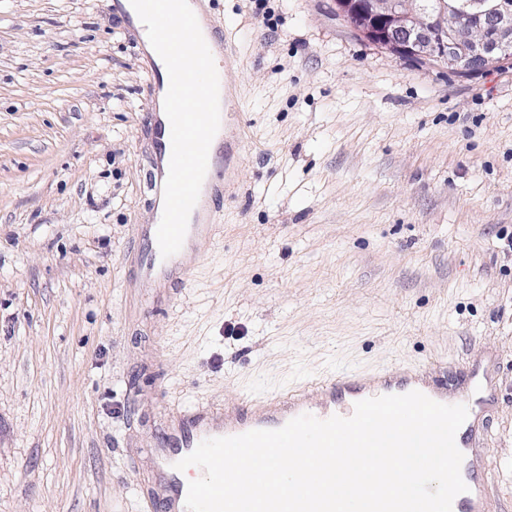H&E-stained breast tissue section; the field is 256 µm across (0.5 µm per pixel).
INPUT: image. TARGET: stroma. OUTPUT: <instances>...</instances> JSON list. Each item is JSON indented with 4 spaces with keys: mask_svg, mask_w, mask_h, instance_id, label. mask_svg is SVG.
<instances>
[{
    "mask_svg": "<svg viewBox=\"0 0 512 512\" xmlns=\"http://www.w3.org/2000/svg\"><path fill=\"white\" fill-rule=\"evenodd\" d=\"M208 0L234 53L191 279L135 287L149 63L113 0H0V512H161L166 410L426 367L489 380L485 512H512V58L459 75L336 0Z\"/></svg>",
    "mask_w": 512,
    "mask_h": 512,
    "instance_id": "1",
    "label": "stroma"
}]
</instances>
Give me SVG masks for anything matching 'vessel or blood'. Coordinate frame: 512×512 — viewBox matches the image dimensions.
I'll return each mask as SVG.
<instances>
[{
	"instance_id": "1",
	"label": "vessel or blood",
	"mask_w": 512,
	"mask_h": 512,
	"mask_svg": "<svg viewBox=\"0 0 512 512\" xmlns=\"http://www.w3.org/2000/svg\"><path fill=\"white\" fill-rule=\"evenodd\" d=\"M226 148L224 139H213L204 187H211L219 181L221 159ZM218 229L216 214H206L202 223L189 225L181 250L165 259L160 254L156 225H139L142 246L136 257V287L166 288L189 277L213 245ZM483 389V381L476 375L451 397L430 381L420 367L401 365L368 375L338 372L315 382L310 389L249 400L240 405L221 408L207 403L182 407L169 411L151 436V482L163 512H186V477L190 474L202 476L203 471L192 466L182 472L176 469L175 464L189 455L201 441L255 429H278L304 413L326 419L335 415L337 404L346 400L355 403L370 397L418 390L440 403L467 406L468 417L457 431L455 441L463 454L461 476L468 490L455 497L452 512H484L489 471L475 455L472 444L473 438L479 435L476 419L483 401Z\"/></svg>"
}]
</instances>
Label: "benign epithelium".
Wrapping results in <instances>:
<instances>
[{
  "instance_id": "benign-epithelium-1",
  "label": "benign epithelium",
  "mask_w": 512,
  "mask_h": 512,
  "mask_svg": "<svg viewBox=\"0 0 512 512\" xmlns=\"http://www.w3.org/2000/svg\"><path fill=\"white\" fill-rule=\"evenodd\" d=\"M339 13L394 56L429 59L454 73L512 57V0H336Z\"/></svg>"
}]
</instances>
